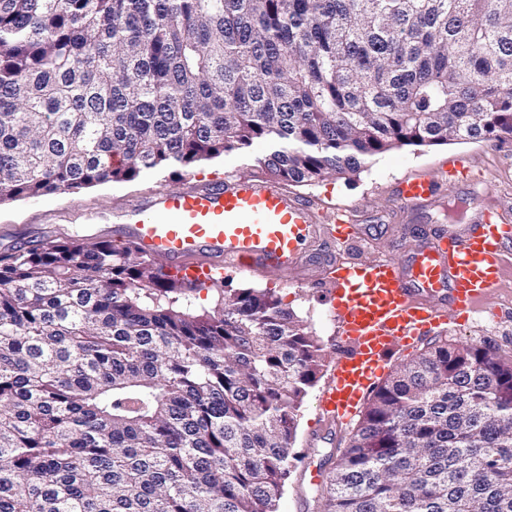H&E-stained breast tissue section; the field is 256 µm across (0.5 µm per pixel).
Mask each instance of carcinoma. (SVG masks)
Returning <instances> with one entry per match:
<instances>
[{"mask_svg": "<svg viewBox=\"0 0 512 512\" xmlns=\"http://www.w3.org/2000/svg\"><path fill=\"white\" fill-rule=\"evenodd\" d=\"M512 138V0H0V203L267 145L351 177ZM133 243L0 253V512H279L325 347L272 288ZM322 512H512V356L434 343L372 392Z\"/></svg>", "mask_w": 512, "mask_h": 512, "instance_id": "cac0c4a2", "label": "carcinoma"}]
</instances>
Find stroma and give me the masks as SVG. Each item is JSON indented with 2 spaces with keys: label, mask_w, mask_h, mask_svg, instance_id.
<instances>
[{
  "label": "stroma",
  "mask_w": 512,
  "mask_h": 512,
  "mask_svg": "<svg viewBox=\"0 0 512 512\" xmlns=\"http://www.w3.org/2000/svg\"><path fill=\"white\" fill-rule=\"evenodd\" d=\"M264 144H254L249 157H221L187 170L181 175L162 171L127 184H104L74 193L28 197L0 203V251L21 240L65 241L71 238L108 240L118 217L128 213L148 194L157 190H178L193 183H206L231 174L243 179L259 178L254 157L264 153ZM454 158L469 161L484 180L473 187L451 189L443 182L444 169ZM424 174L437 181L435 204L407 213L393 201L397 179ZM288 193L318 198L332 206H351L356 210L355 227L360 241L356 249L334 245L328 236L312 242L299 268L278 273H227L226 288H273L283 296L311 334L328 342L334 331L320 285L332 262L348 257L361 260L403 259L409 246L424 233L472 223L480 204L489 202L503 209L512 220V139L492 144L452 141L445 145L406 146L368 162L353 180L332 177L311 185H291ZM489 310L466 323L447 318L439 341L451 344L485 345L512 355V270L505 272L499 290L490 299ZM318 388H311L298 416L295 451L298 461L313 459L323 464L328 454L344 447L353 432L345 425L328 441H311L317 426ZM317 488L301 470H293L279 512H319Z\"/></svg>",
  "instance_id": "stroma-1"
}]
</instances>
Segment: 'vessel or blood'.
<instances>
[{
    "label": "vessel or blood",
    "mask_w": 512,
    "mask_h": 512,
    "mask_svg": "<svg viewBox=\"0 0 512 512\" xmlns=\"http://www.w3.org/2000/svg\"><path fill=\"white\" fill-rule=\"evenodd\" d=\"M426 176L396 184L395 202L412 210L433 203ZM334 242H356L352 209L327 213L276 184L225 177L211 185L158 191L124 224L115 243H137L168 270L206 287L225 270L287 274L321 225ZM512 256V227L492 207L476 223L410 248L406 260L351 259L324 283V302L336 327L333 364L318 398L322 426L349 422L362 398L399 349L432 336L445 312L465 322L498 290Z\"/></svg>",
    "instance_id": "obj_1"
}]
</instances>
